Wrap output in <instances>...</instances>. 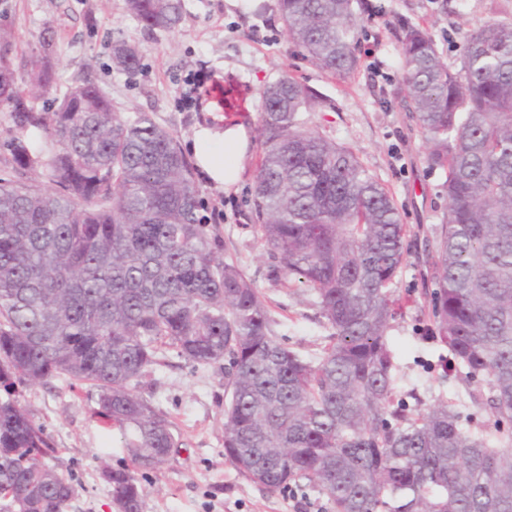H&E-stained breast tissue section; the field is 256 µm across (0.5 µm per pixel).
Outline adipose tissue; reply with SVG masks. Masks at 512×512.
Returning <instances> with one entry per match:
<instances>
[{
  "instance_id": "adipose-tissue-1",
  "label": "adipose tissue",
  "mask_w": 512,
  "mask_h": 512,
  "mask_svg": "<svg viewBox=\"0 0 512 512\" xmlns=\"http://www.w3.org/2000/svg\"><path fill=\"white\" fill-rule=\"evenodd\" d=\"M247 146L248 133L236 124L198 125L188 143L196 167L209 182L223 187L240 182Z\"/></svg>"
}]
</instances>
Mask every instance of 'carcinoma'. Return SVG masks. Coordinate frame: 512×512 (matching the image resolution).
<instances>
[{"label":"carcinoma","mask_w":512,"mask_h":512,"mask_svg":"<svg viewBox=\"0 0 512 512\" xmlns=\"http://www.w3.org/2000/svg\"><path fill=\"white\" fill-rule=\"evenodd\" d=\"M147 30H173L181 0H126ZM361 0H277L289 37L339 80L361 65ZM409 111L448 211L428 255L436 288L437 366L486 382L471 402L493 422L465 429L454 405L395 395L387 331L408 236L392 198L354 153L307 127L319 104L285 73L262 91V153L252 196L272 280L316 296L329 328L317 356L280 343L254 283L220 255L200 215L193 168L173 134L112 109L91 78L53 112L16 84L54 80L52 40L16 63L0 51V105L17 135L0 164V500L16 512H67L72 479L20 389L64 377L89 384L93 415L120 429L131 467L106 469L117 512H143L136 472L182 446L168 418L135 392L166 349L224 365V456L270 492L299 481L335 512H512V21L465 37L460 69L429 30L397 33ZM132 73L136 45L112 42ZM44 138H31V130Z\"/></svg>","instance_id":"obj_1"}]
</instances>
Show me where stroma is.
<instances>
[{
    "label": "stroma",
    "instance_id": "1",
    "mask_svg": "<svg viewBox=\"0 0 512 512\" xmlns=\"http://www.w3.org/2000/svg\"><path fill=\"white\" fill-rule=\"evenodd\" d=\"M182 2L175 30L149 31L127 12L125 0H0V31L8 33L18 60L39 49L44 38L53 42L55 83L31 99L36 111H54L60 95L88 74L116 111L130 118L150 115L178 144L200 123L248 130L237 185L225 189L196 176L203 213H223L216 227L224 259L253 280L279 341L315 353L328 334L316 298L271 281L251 208L261 153V92L286 72L311 87L321 104L306 113L308 127L354 151L389 192L409 229L406 261L395 278L402 309L388 331L398 364L396 394L426 405L445 397L462 416L484 419L463 381L429 367L439 349L425 338L435 288L425 253L434 245L448 201L440 191L444 175L428 168L424 134L406 106L393 25L400 18L424 23L444 61L456 69L470 23L512 20V0H372L379 11L361 17L360 48L363 60L377 62L379 69L360 68L345 81L314 66L289 38L276 0H239L234 7L228 0ZM118 38L139 48L135 73L112 65L110 46ZM196 83L203 98L194 107L184 95ZM136 391L168 417L182 440L163 466L141 476L143 512H332L328 498L308 483L272 493L239 475L225 458L223 366L195 368L170 353ZM19 401L54 442L52 465L73 479L76 494L68 512H115L102 471L127 466L129 459L120 430L92 417L90 387L56 378L24 389Z\"/></svg>",
    "mask_w": 512,
    "mask_h": 512
}]
</instances>
